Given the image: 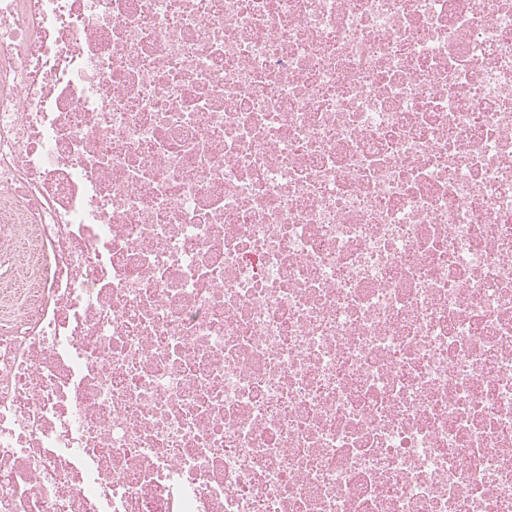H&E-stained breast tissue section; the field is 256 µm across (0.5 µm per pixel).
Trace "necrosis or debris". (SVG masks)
<instances>
[{
	"mask_svg": "<svg viewBox=\"0 0 512 512\" xmlns=\"http://www.w3.org/2000/svg\"><path fill=\"white\" fill-rule=\"evenodd\" d=\"M0 512H512V0H0Z\"/></svg>",
	"mask_w": 512,
	"mask_h": 512,
	"instance_id": "4bbe7bcc",
	"label": "necrosis or debris"
}]
</instances>
